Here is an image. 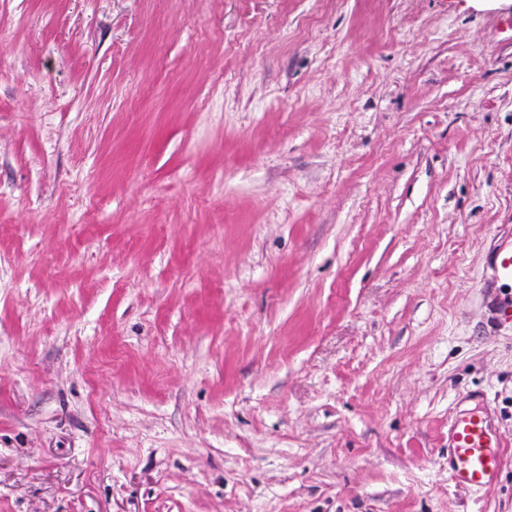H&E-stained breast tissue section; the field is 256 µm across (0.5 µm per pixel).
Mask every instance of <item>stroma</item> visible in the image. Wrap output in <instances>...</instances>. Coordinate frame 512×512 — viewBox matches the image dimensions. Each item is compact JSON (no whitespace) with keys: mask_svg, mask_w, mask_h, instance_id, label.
<instances>
[{"mask_svg":"<svg viewBox=\"0 0 512 512\" xmlns=\"http://www.w3.org/2000/svg\"><path fill=\"white\" fill-rule=\"evenodd\" d=\"M511 240L512 0H0V512H512ZM492 263L497 281L512 285V241L501 244L493 253ZM450 479L466 488L490 487L498 474L501 459L491 449L492 442L484 418L462 416L449 427Z\"/></svg>","mask_w":512,"mask_h":512,"instance_id":"35a3bbf8","label":"stroma"}]
</instances>
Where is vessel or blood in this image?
Returning <instances> with one entry per match:
<instances>
[{"label": "vessel or blood", "instance_id": "b4317fda", "mask_svg": "<svg viewBox=\"0 0 512 512\" xmlns=\"http://www.w3.org/2000/svg\"><path fill=\"white\" fill-rule=\"evenodd\" d=\"M497 281L512 285V244L499 245L492 256ZM450 478L466 488L491 486L501 459L493 451V442L484 418L462 416L449 427Z\"/></svg>", "mask_w": 512, "mask_h": 512}]
</instances>
